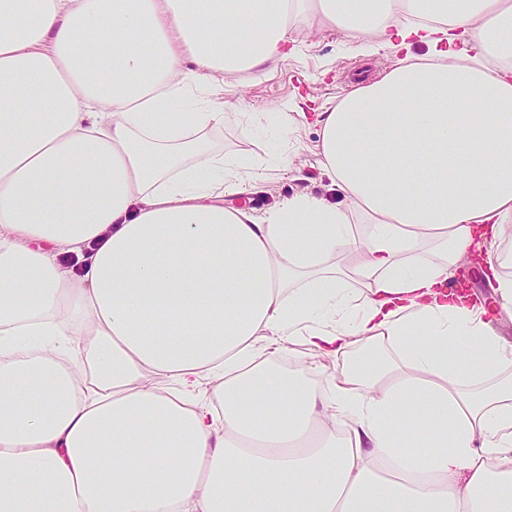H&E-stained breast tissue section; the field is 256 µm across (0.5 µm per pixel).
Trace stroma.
<instances>
[{"label": "stroma", "instance_id": "1", "mask_svg": "<svg viewBox=\"0 0 512 512\" xmlns=\"http://www.w3.org/2000/svg\"><path fill=\"white\" fill-rule=\"evenodd\" d=\"M291 36L294 52L273 68L224 75V126L212 133L213 145L224 153L249 154L274 166L261 190L225 197V205L261 214L300 193L340 201L339 191L319 163L318 114L353 87L381 78L403 57L395 49L363 54L345 32L320 28L301 17L293 20ZM281 112L296 117L284 134L275 128Z\"/></svg>", "mask_w": 512, "mask_h": 512}]
</instances>
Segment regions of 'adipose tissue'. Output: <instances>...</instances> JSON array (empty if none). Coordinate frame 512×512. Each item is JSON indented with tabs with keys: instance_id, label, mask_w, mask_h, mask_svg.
<instances>
[{
	"instance_id": "obj_1",
	"label": "adipose tissue",
	"mask_w": 512,
	"mask_h": 512,
	"mask_svg": "<svg viewBox=\"0 0 512 512\" xmlns=\"http://www.w3.org/2000/svg\"><path fill=\"white\" fill-rule=\"evenodd\" d=\"M35 3L0 0V512H512V0ZM300 15L430 53L322 112L343 203L258 216L210 134ZM480 250L490 303L447 287Z\"/></svg>"
}]
</instances>
